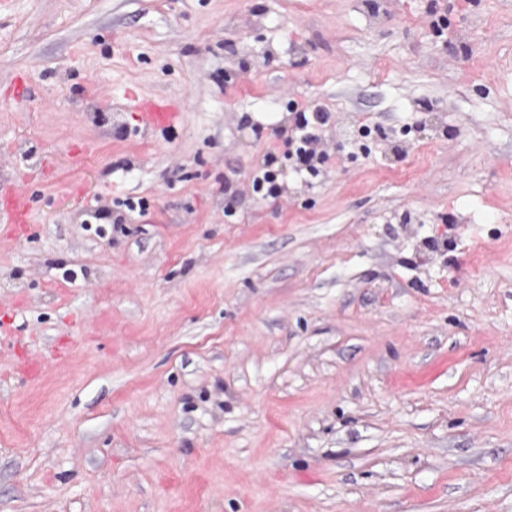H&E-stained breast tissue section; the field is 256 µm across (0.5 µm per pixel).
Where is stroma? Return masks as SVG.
I'll return each instance as SVG.
<instances>
[{
	"mask_svg": "<svg viewBox=\"0 0 512 512\" xmlns=\"http://www.w3.org/2000/svg\"><path fill=\"white\" fill-rule=\"evenodd\" d=\"M0 333V512H512V0H0ZM332 119V113L325 108L315 106L295 113V148L296 171H311L315 163H324L326 154L319 150L320 130ZM278 172V168L275 166L274 157L272 155H268L262 168L257 172L253 179V186L263 190L267 196L277 197L281 188Z\"/></svg>",
	"mask_w": 512,
	"mask_h": 512,
	"instance_id": "35a3bbf8",
	"label": "stroma"
}]
</instances>
